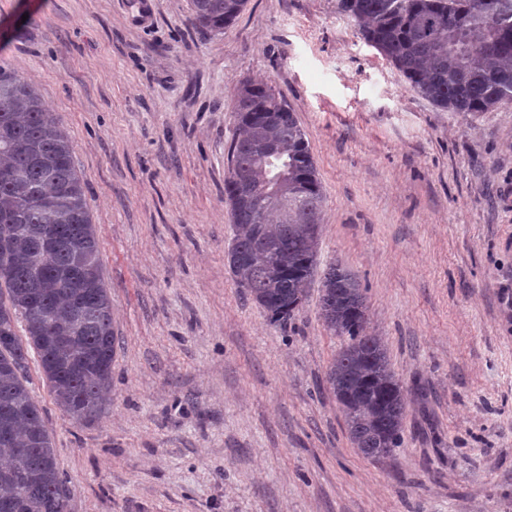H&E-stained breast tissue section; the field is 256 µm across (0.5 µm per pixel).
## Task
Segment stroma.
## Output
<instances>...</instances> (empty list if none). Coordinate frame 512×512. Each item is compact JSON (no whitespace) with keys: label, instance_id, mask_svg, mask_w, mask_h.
I'll return each instance as SVG.
<instances>
[{"label":"stroma","instance_id":"1","mask_svg":"<svg viewBox=\"0 0 512 512\" xmlns=\"http://www.w3.org/2000/svg\"><path fill=\"white\" fill-rule=\"evenodd\" d=\"M0 0V62L73 145L112 297L111 403L64 416L37 360L72 512H512V106L435 109L339 0ZM294 109L324 189L319 265L357 274L406 403L353 448L319 288L271 324L229 269L227 151L246 82ZM191 9L199 25L209 31H221L243 11L246 0H191Z\"/></svg>","mask_w":512,"mask_h":512}]
</instances>
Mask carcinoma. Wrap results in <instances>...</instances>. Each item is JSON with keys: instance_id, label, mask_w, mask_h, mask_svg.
<instances>
[{"instance_id": "cac0c4a2", "label": "carcinoma", "mask_w": 512, "mask_h": 512, "mask_svg": "<svg viewBox=\"0 0 512 512\" xmlns=\"http://www.w3.org/2000/svg\"><path fill=\"white\" fill-rule=\"evenodd\" d=\"M246 0H191L199 25L221 31ZM362 39L410 88L446 112L478 116L512 103V0H341ZM229 163L251 184L224 178L229 267L282 325L302 307L317 272L323 192L294 110L265 84L243 86ZM286 167L271 185L263 150ZM73 147L32 84L0 64V506L69 512L52 438L28 387L29 352L71 418L92 421L112 378V299ZM320 315L348 337L326 372L353 445L381 459L400 447L405 400L379 337L366 329L360 280L340 264L321 278ZM23 324L25 336L18 334Z\"/></svg>"}]
</instances>
